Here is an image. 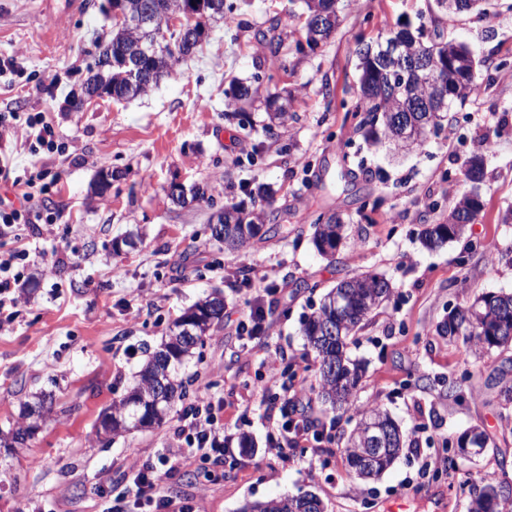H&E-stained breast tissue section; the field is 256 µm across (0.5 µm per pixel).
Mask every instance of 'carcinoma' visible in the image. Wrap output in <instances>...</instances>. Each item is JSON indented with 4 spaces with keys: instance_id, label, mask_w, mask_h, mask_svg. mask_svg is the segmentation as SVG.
<instances>
[{
    "instance_id": "carcinoma-1",
    "label": "carcinoma",
    "mask_w": 512,
    "mask_h": 512,
    "mask_svg": "<svg viewBox=\"0 0 512 512\" xmlns=\"http://www.w3.org/2000/svg\"><path fill=\"white\" fill-rule=\"evenodd\" d=\"M438 7L453 22L455 16L465 10L480 6L483 0H458L459 5L450 9L444 0H436ZM305 39L308 45H316L328 39L334 30L324 25L325 16L336 13V0H305ZM391 32L401 39L400 60L410 65L424 58L439 71L441 87L449 93L448 105L464 103L490 81L474 74L480 62L462 43L441 36L423 41V26L413 27L409 20L400 22ZM182 50L159 51L147 59L148 73L153 81L132 91L125 90L121 70L106 71L107 82L118 95L128 98L147 93L157 81L174 72L175 65L183 60ZM360 71L361 98L356 111L364 113L357 130L362 132L371 146L384 143L401 146L404 151L420 150L430 134L441 127V120L448 117V110L438 115V121L418 127L405 143L396 139L395 118L415 111L417 104L433 98L434 87L421 80L414 70L403 73V81L397 82L391 74V62L360 44L357 50ZM465 80L466 92L457 93V81ZM256 91L249 85L240 84L231 93L228 105L251 103ZM485 154L475 153L461 165L464 178L474 184L484 178ZM482 209L478 194L470 193L459 199L448 211L442 224H431L422 234V243L435 248L459 237L464 226L473 223ZM224 237H215L224 247L239 251L260 234L257 224L264 220V212L245 215L235 208L224 210ZM313 242L318 252L326 257L335 255L343 239L344 218L334 214L327 219H317L314 224ZM392 292L391 282L377 274L362 273L340 280L323 296L319 307L301 324L305 339L304 356L314 355V380L309 392L316 395L331 409L353 411L356 424L345 444V461L353 474L366 481L379 477L399 456L403 435L399 425L382 408L370 405L355 407L354 396L365 373L363 365L347 354V339L360 325L386 301ZM344 294L343 309L336 307V296ZM187 319L197 326L196 336L179 335L180 325ZM224 319V302L210 294L196 302L176 318L167 339L148 357L133 387L100 415V425L117 435L129 428H147L160 424L170 410L187 396L181 368L193 357L195 350L204 345L210 331ZM330 326L335 334L325 335ZM439 331L453 341H459L474 351L512 346V293L487 292L476 296L464 306L451 312L439 327ZM54 398L46 393H32L21 402L22 422L11 429L8 447L23 444L32 436L28 426L33 414L44 420L53 412ZM373 424L389 429L394 435L390 446L376 454L372 451L367 431ZM243 512H325L320 498L314 494L272 498L248 504ZM467 512H512V494L491 483L484 484L472 493Z\"/></svg>"
}]
</instances>
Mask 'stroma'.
<instances>
[{"instance_id": "1", "label": "stroma", "mask_w": 512, "mask_h": 512, "mask_svg": "<svg viewBox=\"0 0 512 512\" xmlns=\"http://www.w3.org/2000/svg\"><path fill=\"white\" fill-rule=\"evenodd\" d=\"M108 0H0V199L15 201L14 179L43 171L41 203L54 223L0 238V252L20 246L21 299L0 332V429L19 418V401L52 393L55 411L27 446L0 448V512H106L127 494L122 472L154 459L171 442L176 414L159 426L118 436L98 434V415L122 397L169 323L212 290L226 311L247 317L262 302L273 329L247 341L233 322L214 329L186 367L188 394L210 385L224 400L220 462L192 460L165 479L168 493L191 499L196 512H240L249 501L313 493L327 512H466L470 479L493 477L512 491V436H502L494 397L512 380V347L480 355L442 336L439 325L475 295L512 292V71H496L488 91L455 105L423 149L396 153L369 146L357 130L359 41L373 42L406 19L467 43L495 68L512 60V0L447 22L435 0H339L342 22L310 46L303 0H224L196 55L172 77L129 101H98L75 112L79 91L110 31ZM257 94L244 113L226 106L232 81ZM289 96L287 121L270 117L267 97ZM49 113L62 154L31 150L24 117ZM495 143L486 176L472 187L460 173L465 156ZM112 186L96 196L100 169ZM199 186L189 205L168 189ZM478 190L484 208L461 238L428 250L419 237L463 195ZM235 205L266 211L267 234L237 252L211 237L215 214ZM340 214L346 240L334 257L313 244L317 217ZM374 273L393 293L349 345L366 364L360 405L386 409L407 435L401 457L364 484L349 471L343 439L348 415L312 400L308 415L332 439H307L286 458L269 452L267 432L285 401L263 396V358L282 357L280 380L306 378L302 320L344 277ZM269 294L256 297L258 276ZM37 278L34 292L25 282ZM494 437L460 471L447 465L455 441L471 428ZM253 441L239 448L241 436Z\"/></svg>"}]
</instances>
